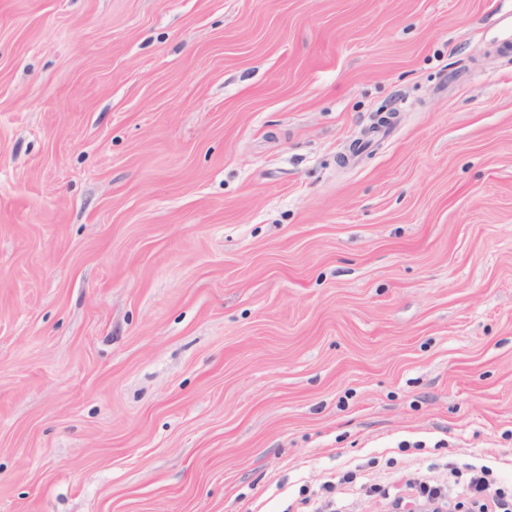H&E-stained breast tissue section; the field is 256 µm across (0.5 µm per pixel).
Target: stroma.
Masks as SVG:
<instances>
[{
    "mask_svg": "<svg viewBox=\"0 0 512 512\" xmlns=\"http://www.w3.org/2000/svg\"><path fill=\"white\" fill-rule=\"evenodd\" d=\"M512 0H0V512L512 500ZM490 471L492 472L490 467L481 466L480 475L477 474L471 477L470 480L463 485L461 492H458L457 495V497H466L475 508H478L479 511L477 512H497L496 509L502 506V503L497 497L487 493L489 488L486 476ZM490 496L495 510L489 509Z\"/></svg>",
    "mask_w": 512,
    "mask_h": 512,
    "instance_id": "1",
    "label": "stroma"
}]
</instances>
